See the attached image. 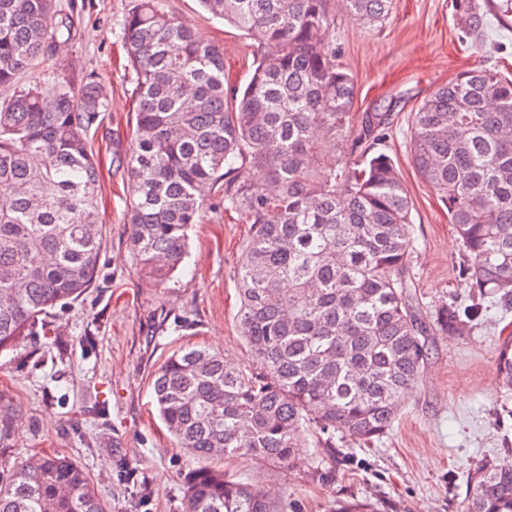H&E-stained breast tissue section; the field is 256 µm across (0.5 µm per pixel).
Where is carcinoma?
<instances>
[{
    "label": "carcinoma",
    "instance_id": "1",
    "mask_svg": "<svg viewBox=\"0 0 512 512\" xmlns=\"http://www.w3.org/2000/svg\"><path fill=\"white\" fill-rule=\"evenodd\" d=\"M256 44L247 84L224 98V45L201 40L165 7L133 0L124 21L135 73L130 247L163 284L188 256V226L205 193L252 224L238 270L237 323L253 362L237 367L206 348L170 356L153 382L169 432L192 449L182 512H281L259 482L214 465L248 458L289 465L312 432L371 442L393 426L428 359L430 329L477 323L488 298L512 304V80L459 74L412 115L411 160L439 194L461 243L469 304L442 303L431 325L408 288L414 224L393 159L370 140L375 112L349 124L354 82L336 65L332 0H200ZM373 28L393 0H343ZM85 3L0 0V351L39 316L96 279L105 234L88 136L112 111L92 71L19 79L73 45ZM336 145L333 164L323 145ZM512 391V343L496 357ZM0 512H112L87 473L34 456L0 474ZM331 512H376L338 500ZM462 512H512V459L479 465Z\"/></svg>",
    "mask_w": 512,
    "mask_h": 512
}]
</instances>
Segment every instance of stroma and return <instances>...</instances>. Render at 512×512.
I'll use <instances>...</instances> for the list:
<instances>
[{
    "mask_svg": "<svg viewBox=\"0 0 512 512\" xmlns=\"http://www.w3.org/2000/svg\"><path fill=\"white\" fill-rule=\"evenodd\" d=\"M487 0H394L382 27L368 29L335 4L336 61L353 78V126L390 116L378 148L394 160L412 201L411 296L422 316L463 296L461 245L435 190L410 160L416 106L464 70L486 68L512 79V27L466 31L470 4ZM132 0H85L68 55L46 59L53 77L74 63L107 85L114 103L89 141L99 173V214L106 235L96 283L51 310L13 348L0 351V471L37 453L66 456L93 481L112 512H181L192 452L166 429L152 403L154 375L187 347L250 364L237 325V271L250 233L229 206L205 209L189 231L188 268L157 285L139 272L129 248L134 74L123 23ZM174 16L224 45L230 85L248 82L255 46L212 20L198 0H166ZM512 340V308L485 304L480 325L433 332L418 386L387 435L367 445L337 441L321 467L307 458L261 468L237 458L226 468L264 483L284 512H330L336 500H368L377 512H461L465 481L488 459H512V394L501 388L496 354Z\"/></svg>",
    "mask_w": 512,
    "mask_h": 512,
    "instance_id": "35a3bbf8",
    "label": "stroma"
}]
</instances>
